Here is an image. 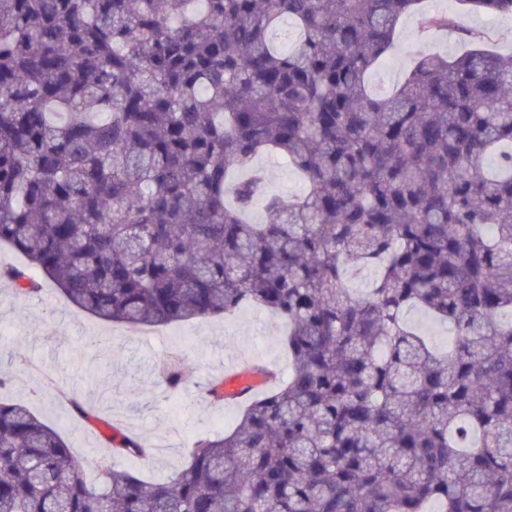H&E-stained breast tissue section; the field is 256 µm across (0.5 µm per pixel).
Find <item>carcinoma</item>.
Here are the masks:
<instances>
[{
  "instance_id": "1",
  "label": "carcinoma",
  "mask_w": 512,
  "mask_h": 512,
  "mask_svg": "<svg viewBox=\"0 0 512 512\" xmlns=\"http://www.w3.org/2000/svg\"><path fill=\"white\" fill-rule=\"evenodd\" d=\"M421 2L0 0V245L26 259L0 278L128 327L261 308L290 360L165 481L103 461L87 483L0 397V512H512V54L464 29L375 93ZM273 154L308 186L292 202ZM267 173L269 190L281 195L286 200H292L306 192V185L296 171L280 157L265 155L260 161ZM407 321L429 337L434 346L441 350L448 349V326L437 323L417 309L406 312Z\"/></svg>"
}]
</instances>
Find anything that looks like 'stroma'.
<instances>
[{"mask_svg": "<svg viewBox=\"0 0 512 512\" xmlns=\"http://www.w3.org/2000/svg\"><path fill=\"white\" fill-rule=\"evenodd\" d=\"M436 0H426L425 14H413L398 29L393 52L371 77L377 90L400 84L411 62L422 54L453 56L463 51L459 35L424 32L426 13ZM464 28L487 33L493 49L512 51V17L459 16ZM269 190L286 199L303 195L306 186L280 157L260 160ZM279 321L248 308L226 318L198 319L160 328L130 329L91 317L71 306L51 283L39 295L16 298L10 282L0 280V368L12 379L13 399L26 405L63 435L76 458L110 459L106 436L79 419L70 404L79 397L102 418L130 425L154 453L147 459L127 457L120 466L165 479L184 463L185 443L199 433L224 430L235 423L237 407H197L195 386L216 373L221 357L239 351L278 368H287ZM184 357L188 385L173 393L158 366L173 353Z\"/></svg>", "mask_w": 512, "mask_h": 512, "instance_id": "35a3bbf8", "label": "stroma"}]
</instances>
